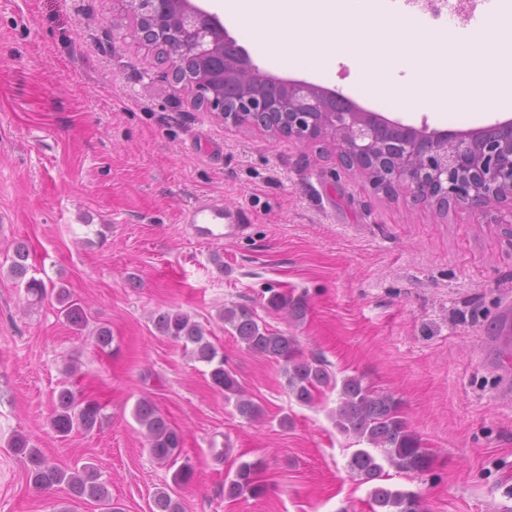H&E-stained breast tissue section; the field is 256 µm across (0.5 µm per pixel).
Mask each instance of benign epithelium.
Returning <instances> with one entry per match:
<instances>
[{
  "mask_svg": "<svg viewBox=\"0 0 512 512\" xmlns=\"http://www.w3.org/2000/svg\"><path fill=\"white\" fill-rule=\"evenodd\" d=\"M137 14L132 37L151 44L168 37L173 80L195 102L234 126L266 132L288 118V138L329 140L340 165L369 177L373 190L406 196L445 215L458 207L478 215L506 207L512 213V120L470 132L417 129L355 105L338 108L333 93L303 80L262 72L248 53L225 56L229 40L220 16L191 0H126Z\"/></svg>",
  "mask_w": 512,
  "mask_h": 512,
  "instance_id": "7a95c632",
  "label": "benign epithelium"
}]
</instances>
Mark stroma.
<instances>
[{
    "mask_svg": "<svg viewBox=\"0 0 512 512\" xmlns=\"http://www.w3.org/2000/svg\"><path fill=\"white\" fill-rule=\"evenodd\" d=\"M133 25L124 0H0V512H100L66 486L34 489L29 462L5 449L17 432L58 467L96 464L122 512H151L174 469L134 417L143 398L184 435L194 474L177 491L182 512H372V483L347 467L356 439L336 426L339 387L297 402L282 363L220 319L231 304L396 400L430 464L385 467L381 485L417 493L427 512H512V214L437 217L376 193L327 145L223 123L128 38ZM386 116L466 131L512 115ZM199 196L245 211L246 234L190 239L179 215ZM18 245L32 276L79 300L86 327L14 285ZM272 288L303 300L300 319L266 307ZM166 312L203 326L260 419L156 330ZM99 326L111 345L95 344ZM70 364L104 409L62 439L49 420ZM257 460L268 492L225 497L238 465Z\"/></svg>",
    "mask_w": 512,
    "mask_h": 512,
    "instance_id": "1",
    "label": "stroma"
}]
</instances>
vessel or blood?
I'll return each instance as SVG.
<instances>
[{
	"instance_id": "b4317fda",
	"label": "vessel or blood",
	"mask_w": 512,
	"mask_h": 512,
	"mask_svg": "<svg viewBox=\"0 0 512 512\" xmlns=\"http://www.w3.org/2000/svg\"><path fill=\"white\" fill-rule=\"evenodd\" d=\"M478 12L469 15L464 22L449 18V26L463 24L464 28L478 31L486 27L495 15V0H481ZM188 234L196 240L218 243L231 241L243 236L248 228L245 212L225 208L223 202L210 198L197 199L180 214Z\"/></svg>"
}]
</instances>
